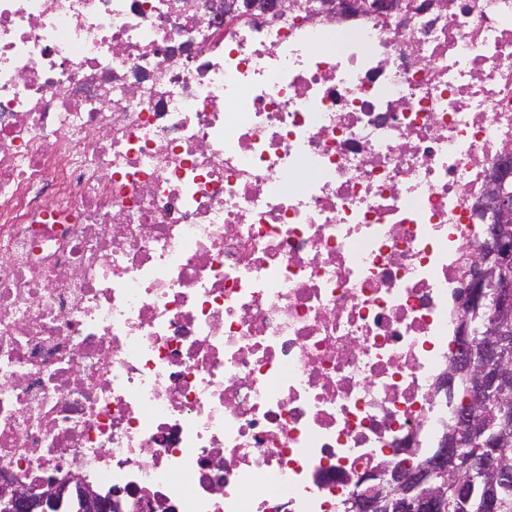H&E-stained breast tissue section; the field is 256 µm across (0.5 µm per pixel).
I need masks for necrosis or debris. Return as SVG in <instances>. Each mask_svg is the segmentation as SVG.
I'll use <instances>...</instances> for the list:
<instances>
[{"mask_svg": "<svg viewBox=\"0 0 512 512\" xmlns=\"http://www.w3.org/2000/svg\"><path fill=\"white\" fill-rule=\"evenodd\" d=\"M0 0V480L341 512L426 455L512 146V0ZM296 6V1L289 0H232L224 1V13L241 16L252 15L256 12L279 14ZM403 1L399 0H384L377 2H369L367 0H325L322 1V9L327 13L336 15L341 14L343 12H363L369 9L371 6L376 8L377 10H385L389 12L401 11L403 6Z\"/></svg>", "mask_w": 512, "mask_h": 512, "instance_id": "4bbe7bcc", "label": "necrosis or debris"}]
</instances>
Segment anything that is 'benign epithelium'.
<instances>
[{"instance_id": "7a95c632", "label": "benign epithelium", "mask_w": 512, "mask_h": 512, "mask_svg": "<svg viewBox=\"0 0 512 512\" xmlns=\"http://www.w3.org/2000/svg\"><path fill=\"white\" fill-rule=\"evenodd\" d=\"M294 0H226L224 13L279 14ZM371 7L403 9L401 0H323L330 14L363 12ZM479 212L489 220L486 239L472 256V274L458 290L460 321L448 365L435 380L432 397L448 396L459 386L468 393L467 408L443 425L437 448L416 461L383 462L360 475L345 501V512H506L503 491L512 487V148L503 149L501 165L488 179ZM497 409L489 425L479 414ZM473 446L475 452L464 453ZM114 488L107 497L78 474L45 482L37 494L11 480L0 485V512H60L76 499L80 512H112Z\"/></svg>"}]
</instances>
